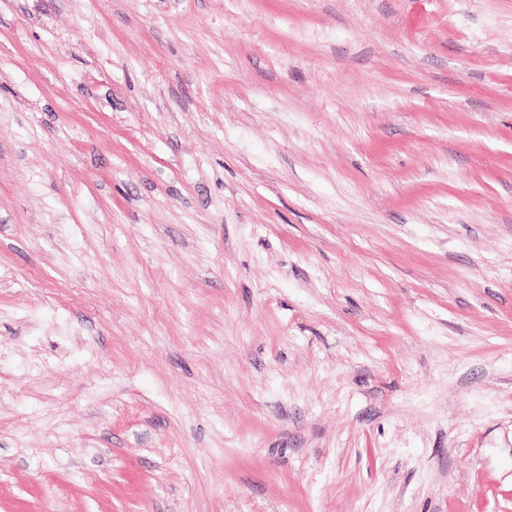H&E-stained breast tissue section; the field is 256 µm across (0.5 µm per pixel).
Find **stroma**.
<instances>
[{"mask_svg": "<svg viewBox=\"0 0 512 512\" xmlns=\"http://www.w3.org/2000/svg\"><path fill=\"white\" fill-rule=\"evenodd\" d=\"M0 512H512V0H0Z\"/></svg>", "mask_w": 512, "mask_h": 512, "instance_id": "stroma-1", "label": "stroma"}]
</instances>
